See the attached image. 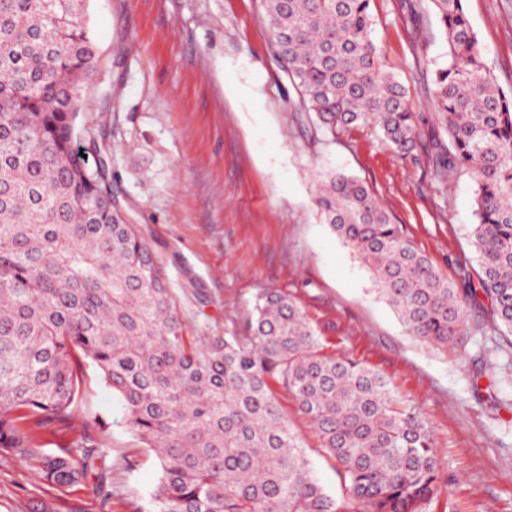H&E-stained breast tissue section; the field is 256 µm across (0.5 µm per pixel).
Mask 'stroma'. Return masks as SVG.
Instances as JSON below:
<instances>
[{
	"mask_svg": "<svg viewBox=\"0 0 512 512\" xmlns=\"http://www.w3.org/2000/svg\"><path fill=\"white\" fill-rule=\"evenodd\" d=\"M373 0L374 38L409 91L416 149L399 157L369 125L319 130L283 98L260 0H89L97 74L82 90L78 130L105 138L112 186L150 243L186 327L224 333L245 324L255 297L276 289L305 310L327 353L388 379L429 422L445 488L434 512H512V364L475 374L498 329L479 313L457 350L407 333L367 269L315 206L316 176L363 181L443 277L476 270V184H445L435 156L448 135L430 93L447 46L429 0ZM503 88L512 87V0H465ZM277 401L315 475L336 499L345 481L311 422L284 390ZM78 420L100 417L111 512L146 505L154 452L121 424L122 402L88 370ZM96 478L59 488L0 454V512H100Z\"/></svg>",
	"mask_w": 512,
	"mask_h": 512,
	"instance_id": "35a3bbf8",
	"label": "stroma"
}]
</instances>
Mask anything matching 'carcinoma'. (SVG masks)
I'll return each mask as SVG.
<instances>
[{"label":"carcinoma","instance_id":"obj_1","mask_svg":"<svg viewBox=\"0 0 512 512\" xmlns=\"http://www.w3.org/2000/svg\"><path fill=\"white\" fill-rule=\"evenodd\" d=\"M88 0H0V453L58 487L102 457L94 423L71 429L85 369L119 395L124 425L161 474L145 512H349L312 473L273 386L296 401L361 512H432L444 482L432 431L379 373L325 352L286 292L255 299L246 334L188 332L153 250L121 207L109 165L85 161L81 87L95 72ZM464 0H430L448 50L432 79L448 130L437 175L476 183L479 271L442 278L358 179L319 180L322 223L363 263L407 331L457 347L486 310L512 355V90L491 75ZM372 0H262L273 56L299 111L326 129L372 123L416 143L405 87L373 40Z\"/></svg>","mask_w":512,"mask_h":512}]
</instances>
